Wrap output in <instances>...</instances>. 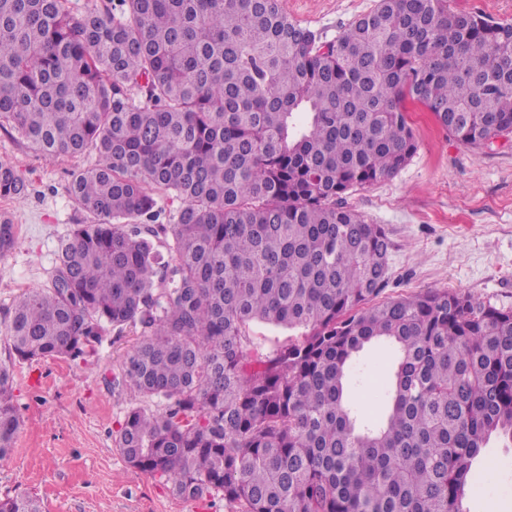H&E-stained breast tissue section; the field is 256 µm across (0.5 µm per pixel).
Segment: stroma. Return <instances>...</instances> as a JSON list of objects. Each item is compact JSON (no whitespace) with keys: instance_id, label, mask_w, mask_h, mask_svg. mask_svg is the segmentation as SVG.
Wrapping results in <instances>:
<instances>
[{"instance_id":"stroma-1","label":"stroma","mask_w":512,"mask_h":512,"mask_svg":"<svg viewBox=\"0 0 512 512\" xmlns=\"http://www.w3.org/2000/svg\"><path fill=\"white\" fill-rule=\"evenodd\" d=\"M288 15L336 39L377 0H280ZM417 152L395 177L350 192L348 206L383 225L391 241L385 296L448 289L499 308H512V137L474 149L448 137L434 116L411 108ZM0 161L28 180L23 201L0 200V213L22 227L0 259V316L26 289L45 286L57 240L82 213L69 195V173L90 167L94 154L53 162L0 131ZM131 333L109 336L95 362L47 357L16 365L14 403L21 427L11 455L0 460V496L26 492L45 512H228L221 497L186 501L169 483L128 465L115 445L127 410L141 397L121 384L122 364L136 343ZM387 353L360 359L354 399H370ZM468 512H512V447L491 440L475 465Z\"/></svg>"}]
</instances>
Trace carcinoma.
Returning a JSON list of instances; mask_svg holds the SVG:
<instances>
[{
    "label": "carcinoma",
    "mask_w": 512,
    "mask_h": 512,
    "mask_svg": "<svg viewBox=\"0 0 512 512\" xmlns=\"http://www.w3.org/2000/svg\"><path fill=\"white\" fill-rule=\"evenodd\" d=\"M414 104L471 148L512 135V23L378 0L323 42L279 0H0V129L49 158L96 154L68 184L94 221L8 310L0 458L21 425L16 364H86L132 328L122 382L148 404L116 444L178 497L468 512L474 462L493 437L512 445V309L381 298L390 240L344 202L413 156ZM28 192L0 161V199ZM15 240L0 214V258ZM253 323L295 336L264 352ZM377 347L391 360L371 421L351 369ZM0 512L44 510L17 494Z\"/></svg>",
    "instance_id": "obj_1"
}]
</instances>
